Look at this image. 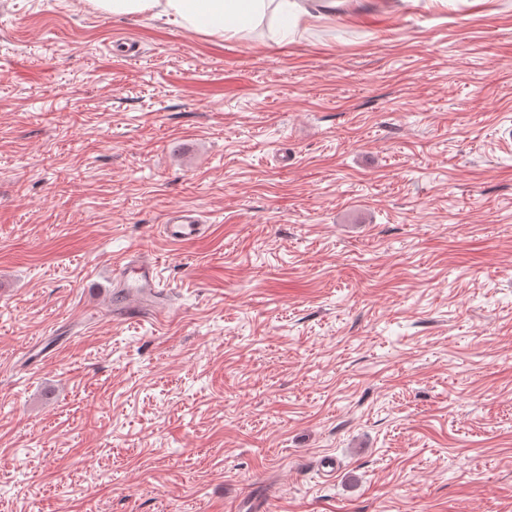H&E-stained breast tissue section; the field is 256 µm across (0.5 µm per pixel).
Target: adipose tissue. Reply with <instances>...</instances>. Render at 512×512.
Segmentation results:
<instances>
[{"mask_svg": "<svg viewBox=\"0 0 512 512\" xmlns=\"http://www.w3.org/2000/svg\"><path fill=\"white\" fill-rule=\"evenodd\" d=\"M109 16L151 13L178 19L183 27L223 39L272 19L274 31L287 35L290 26L319 9L335 7L336 0H91Z\"/></svg>", "mask_w": 512, "mask_h": 512, "instance_id": "1", "label": "adipose tissue"}]
</instances>
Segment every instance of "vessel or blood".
I'll list each match as a JSON object with an SVG mask.
<instances>
[{"mask_svg":"<svg viewBox=\"0 0 512 512\" xmlns=\"http://www.w3.org/2000/svg\"><path fill=\"white\" fill-rule=\"evenodd\" d=\"M204 226L197 209L177 207L159 226L161 236L172 244H186L200 238ZM112 317L118 321L164 318L171 312L158 265L149 256L130 251L112 263Z\"/></svg>","mask_w":512,"mask_h":512,"instance_id":"b4317fda","label":"vessel or blood"}]
</instances>
